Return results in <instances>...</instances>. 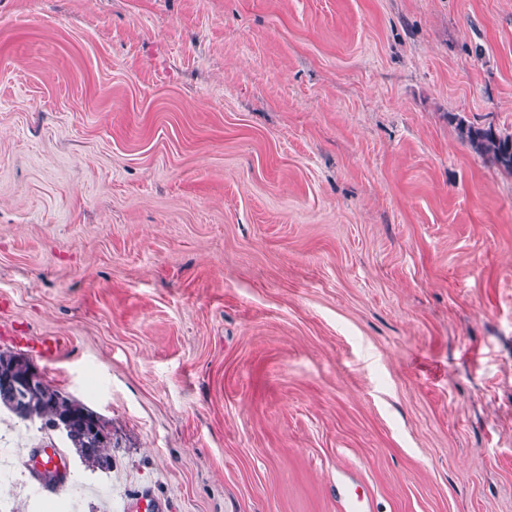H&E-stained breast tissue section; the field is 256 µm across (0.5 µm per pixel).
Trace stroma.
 Segmentation results:
<instances>
[{"instance_id":"1","label":"stroma","mask_w":512,"mask_h":512,"mask_svg":"<svg viewBox=\"0 0 512 512\" xmlns=\"http://www.w3.org/2000/svg\"><path fill=\"white\" fill-rule=\"evenodd\" d=\"M460 118L512 134V0H0V330L112 437L1 410L0 497L512 512V174ZM33 451L38 453L37 456L40 459L33 463L32 453L27 460L23 461L26 470L42 486L48 496L58 495L66 484V457L59 448H55L52 445H45L43 448H33L31 452ZM56 472L64 475V479L59 481L50 480L51 475H54Z\"/></svg>"}]
</instances>
